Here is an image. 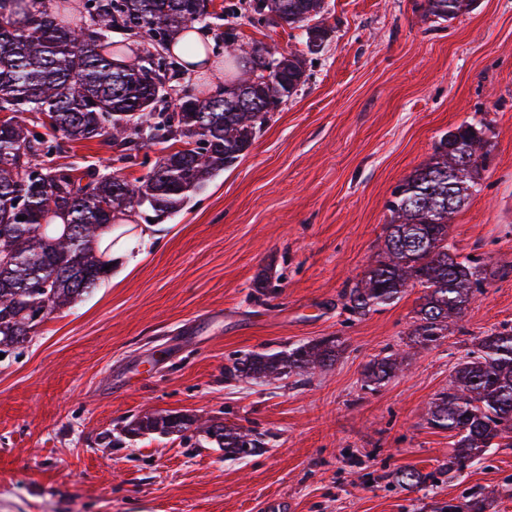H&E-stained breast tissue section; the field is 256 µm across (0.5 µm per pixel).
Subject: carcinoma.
Returning <instances> with one entry per match:
<instances>
[{
  "mask_svg": "<svg viewBox=\"0 0 512 512\" xmlns=\"http://www.w3.org/2000/svg\"><path fill=\"white\" fill-rule=\"evenodd\" d=\"M50 0H0V353L24 347L37 327L61 307L98 288L110 261L97 246L100 236L134 206L156 216L179 213L214 174L231 166L256 140L272 108L294 96L307 80L304 55L276 56L224 31V55L239 75L198 96L172 80L180 62L151 53L127 62L114 57L109 34L133 31L165 46L203 18L210 0H84L73 23ZM323 0H251L252 23L302 30L307 52H321L331 29L320 14ZM469 0H427L425 16L446 21ZM38 114L29 122L23 114ZM47 114L50 124L40 121ZM484 129L462 124L442 134L429 160L399 184L388 201L390 222L383 246L363 276L345 288L342 307L365 316L389 306L408 288L423 295L410 341L420 347L448 336L451 326L481 291L486 272L477 259H461L448 244L449 222L476 191L485 167ZM104 139L127 161L148 144L182 143L157 159L141 178L84 174L46 167L62 141ZM25 220H19V217ZM341 343L324 338L277 352H249L225 368L234 379H277L336 363ZM395 353L371 361L364 386L375 390L401 369ZM428 423L452 433L454 450L441 473L460 472L512 433V329L478 340L477 350L455 369L448 388L427 413ZM194 419L151 414L130 421V436L184 435ZM224 457L242 460L264 450L263 438L211 418L203 428ZM434 478L413 467L396 475L414 487ZM482 493L461 507L450 502L436 512H486Z\"/></svg>",
  "mask_w": 512,
  "mask_h": 512,
  "instance_id": "1",
  "label": "carcinoma"
}]
</instances>
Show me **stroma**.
<instances>
[{
  "mask_svg": "<svg viewBox=\"0 0 512 512\" xmlns=\"http://www.w3.org/2000/svg\"><path fill=\"white\" fill-rule=\"evenodd\" d=\"M423 3L324 0V50L246 153L177 215L132 210L133 265L0 360V512H430L475 491L512 512V447L433 485L393 478L447 461L453 439L426 410L477 338L512 327V0H472L445 22L424 18ZM228 26L275 54L301 35L241 8L209 20L215 65L185 71L181 88L223 82ZM479 122L485 168L448 242L486 262L488 281L448 336L368 390L366 364L405 347L422 290L359 320L340 294L378 251L392 190L443 132ZM161 153L151 144L126 163L95 139L63 143L51 164L134 179ZM264 270L276 285L265 295ZM331 336L342 352L329 369L224 376L244 353ZM166 411L222 417L268 446L231 461L203 442L124 434L135 416Z\"/></svg>",
  "mask_w": 512,
  "mask_h": 512,
  "instance_id": "obj_1",
  "label": "stroma"
}]
</instances>
